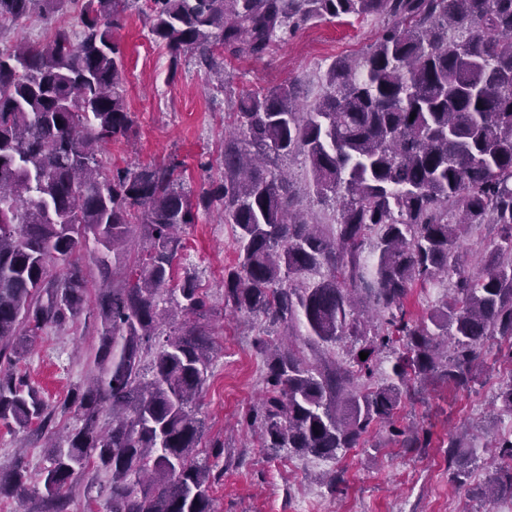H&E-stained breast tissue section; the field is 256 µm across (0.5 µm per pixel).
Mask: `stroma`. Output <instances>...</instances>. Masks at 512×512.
Returning <instances> with one entry per match:
<instances>
[{"instance_id": "1", "label": "stroma", "mask_w": 512, "mask_h": 512, "mask_svg": "<svg viewBox=\"0 0 512 512\" xmlns=\"http://www.w3.org/2000/svg\"><path fill=\"white\" fill-rule=\"evenodd\" d=\"M383 26L378 18L322 20L272 45L259 59L225 58L224 86L206 80L191 59H183L179 78L168 82L169 54L155 43L138 4L129 5L114 37L125 50V96L133 121L130 140L115 142L104 159L115 165L178 163L191 196L218 185L224 172V144L232 137V105L238 95L259 87L298 85L311 102L322 93L321 76L336 58L357 57L372 45ZM297 208L317 224L336 221L335 206L316 202L302 157L283 163ZM174 283L194 275L211 307L206 320L214 341L208 379L197 400L206 424L205 439L220 442L208 449L217 479L216 512H512V501L484 503L475 486L491 480L502 460L492 441L512 436V414L503 411L499 392L512 384L505 353L512 340L496 337L480 348L481 373L475 383L456 389L440 380L416 385L395 416L400 428L417 430L429 440L424 448L403 447L387 427L376 425L357 447L337 459H316L263 448L258 426L247 415L264 398L263 357L255 347L278 332L224 306V270L236 263L239 246L232 225L217 210L198 211L182 234ZM100 324L83 311L65 332L46 329L32 337L15 369L50 405L61 404L86 382L94 369ZM77 425L72 412L56 413L48 432L66 435ZM48 432L37 427L14 433L0 426V473L24 461L30 487H37L45 465ZM463 434L485 463L470 483L452 481L446 448L450 434ZM104 472L88 466L72 488L65 512H103L100 488Z\"/></svg>"}]
</instances>
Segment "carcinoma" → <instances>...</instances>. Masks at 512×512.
I'll return each mask as SVG.
<instances>
[{
    "instance_id": "carcinoma-1",
    "label": "carcinoma",
    "mask_w": 512,
    "mask_h": 512,
    "mask_svg": "<svg viewBox=\"0 0 512 512\" xmlns=\"http://www.w3.org/2000/svg\"><path fill=\"white\" fill-rule=\"evenodd\" d=\"M77 2L0 0V24H50ZM144 2L149 32L170 54L168 81L189 55L221 88L226 53L260 58L314 20L385 24L366 53L329 66L325 93L303 109L291 83L238 97L222 183L195 201L174 164L102 159L132 132L124 50L112 36L129 0H86L79 33L58 26L45 45L0 48V364L83 312L92 274L100 280L96 374L64 402L80 426L45 450V512H64L91 461L109 476L106 512H215L195 412L213 350L200 322L209 302L190 275L170 287L178 233L201 208L219 209L240 242L224 270L225 306L271 327L300 322L312 347L352 339L344 365L256 339L266 396L250 419L265 448L334 459L372 424L392 423L413 384L466 387L484 340L512 337V0ZM293 154L308 162L317 200L336 203V223L296 214L288 180L270 168ZM137 224L145 243L117 282L110 261ZM477 224L494 225L498 242L473 277L459 247ZM90 241L93 269L80 258ZM303 273L319 279L298 288ZM449 273L450 297L411 317L415 284ZM386 347L392 376L375 387ZM53 412L24 378L0 371L1 426L45 427ZM27 482L20 463L0 474V498L25 499ZM494 484V496L512 500V467Z\"/></svg>"
}]
</instances>
